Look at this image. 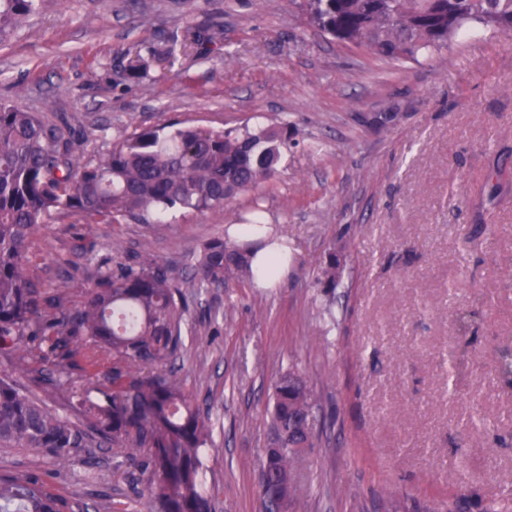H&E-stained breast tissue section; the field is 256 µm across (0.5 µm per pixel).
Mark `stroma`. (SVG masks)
Wrapping results in <instances>:
<instances>
[{"instance_id": "obj_1", "label": "stroma", "mask_w": 512, "mask_h": 512, "mask_svg": "<svg viewBox=\"0 0 512 512\" xmlns=\"http://www.w3.org/2000/svg\"><path fill=\"white\" fill-rule=\"evenodd\" d=\"M137 59L147 70L128 77ZM0 100L70 126L83 163L143 127H294L260 190L287 272L269 288L186 291L176 367L215 424L213 512H262L269 394L291 370L316 398L293 512H484L512 489V382L497 373L512 347V33L400 66L312 28L303 0H53L0 36ZM249 208L245 195L162 224L56 213L25 254L45 287L68 280L76 306L143 255L186 280ZM456 307L476 313L473 333ZM477 406L496 428L462 433ZM462 446L476 453L465 467ZM0 473L42 477L64 512H149L109 448L65 467L2 453Z\"/></svg>"}]
</instances>
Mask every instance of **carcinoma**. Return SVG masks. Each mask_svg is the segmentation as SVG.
Here are the masks:
<instances>
[{
  "label": "carcinoma",
  "instance_id": "carcinoma-1",
  "mask_svg": "<svg viewBox=\"0 0 512 512\" xmlns=\"http://www.w3.org/2000/svg\"><path fill=\"white\" fill-rule=\"evenodd\" d=\"M45 0H0V33L24 26ZM322 33L393 64L432 59L459 36L512 32V0H305ZM288 123L213 130L141 128L95 163L71 152L66 125H48L0 103V358L34 375L48 393L66 391L70 417L0 373V450L70 462L85 448L111 446L137 464L152 512H211L200 474L213 438L209 415L174 370L188 311L182 285L150 256L100 276L77 308L69 289L43 287L25 262L27 241L52 214L88 224L118 217L162 222L174 208L203 212L253 193L251 218L263 227L262 197L288 152ZM252 245L208 242L194 265L202 283L272 277L281 249L253 267ZM329 254L323 277L341 273ZM271 448L262 468L263 512H278L303 488L294 471L312 446L314 396L302 376L283 374L269 396ZM0 512H62L60 499L28 473H0Z\"/></svg>",
  "mask_w": 512,
  "mask_h": 512
}]
</instances>
